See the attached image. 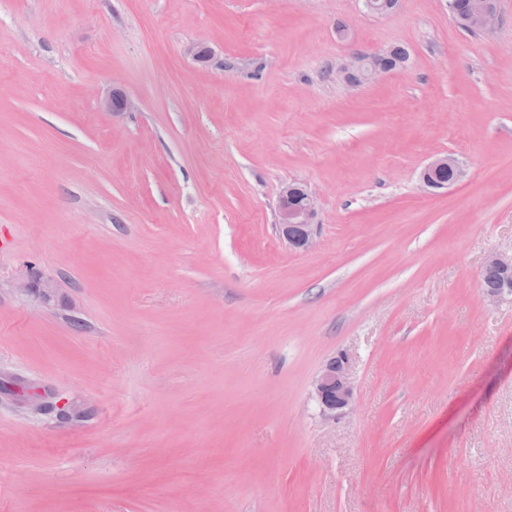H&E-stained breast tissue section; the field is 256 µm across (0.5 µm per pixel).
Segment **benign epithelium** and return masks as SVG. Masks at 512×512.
Here are the masks:
<instances>
[{
    "mask_svg": "<svg viewBox=\"0 0 512 512\" xmlns=\"http://www.w3.org/2000/svg\"><path fill=\"white\" fill-rule=\"evenodd\" d=\"M364 7L368 13L382 16L394 11L398 7V2L384 0L378 4L374 0H364ZM498 22V3L495 0H485L479 11L467 18L464 25L471 29L488 31L494 29ZM391 53L392 49L389 47L366 54L354 53L337 67V72L350 84L354 75L367 70L368 63L384 61ZM103 108L115 114L127 112L132 108V102L121 91L113 90L103 99ZM446 168L454 172V177L446 182L437 180L436 174ZM460 177L461 172L455 159L449 155H441L426 164L421 173V182L424 188L436 191L457 183ZM317 212V198L313 192L304 186H285L278 205V224L275 225L279 238L295 251L308 252L315 248L317 225L314 221ZM483 270H495L501 274V280L495 286L479 283L484 299L496 302L512 295V255L489 256ZM13 288L34 294L37 301L46 305L57 296L59 285L52 278L34 280L29 277L15 282ZM351 373L352 361L347 354L341 353L329 359L316 375L312 384L313 394L324 417L334 419L351 406Z\"/></svg>",
    "mask_w": 512,
    "mask_h": 512,
    "instance_id": "benign-epithelium-1",
    "label": "benign epithelium"
}]
</instances>
